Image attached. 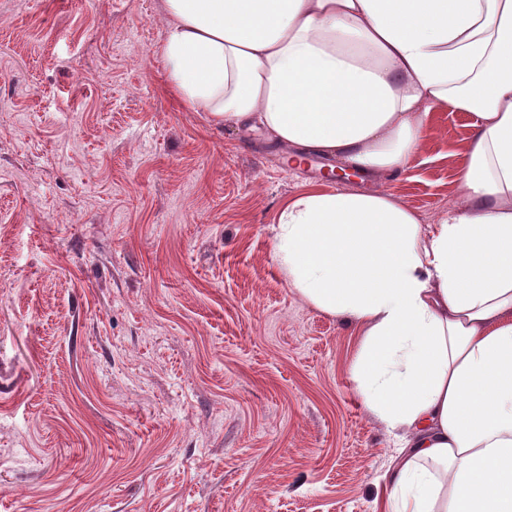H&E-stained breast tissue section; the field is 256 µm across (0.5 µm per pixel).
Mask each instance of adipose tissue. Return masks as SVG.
I'll return each mask as SVG.
<instances>
[{
  "label": "adipose tissue",
  "instance_id": "1",
  "mask_svg": "<svg viewBox=\"0 0 512 512\" xmlns=\"http://www.w3.org/2000/svg\"><path fill=\"white\" fill-rule=\"evenodd\" d=\"M167 78L212 125L377 177L432 109L471 112L461 203L383 192L282 208L289 287L359 328L352 379L401 450L387 512H512V0H164Z\"/></svg>",
  "mask_w": 512,
  "mask_h": 512
}]
</instances>
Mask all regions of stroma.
I'll return each instance as SVG.
<instances>
[{"label":"stroma","mask_w":512,"mask_h":512,"mask_svg":"<svg viewBox=\"0 0 512 512\" xmlns=\"http://www.w3.org/2000/svg\"><path fill=\"white\" fill-rule=\"evenodd\" d=\"M163 0H0V512H384L399 451L355 326L289 288L281 208L382 191L436 223L475 117L402 171L213 127L168 85Z\"/></svg>","instance_id":"35a3bbf8"}]
</instances>
